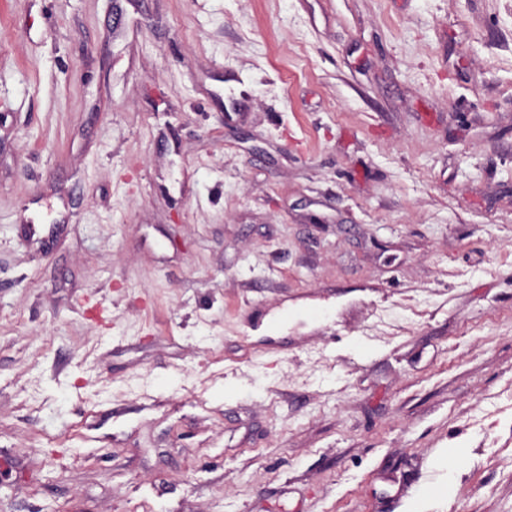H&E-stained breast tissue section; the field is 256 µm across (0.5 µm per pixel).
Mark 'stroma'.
I'll list each match as a JSON object with an SVG mask.
<instances>
[{
	"label": "stroma",
	"instance_id": "obj_1",
	"mask_svg": "<svg viewBox=\"0 0 512 512\" xmlns=\"http://www.w3.org/2000/svg\"><path fill=\"white\" fill-rule=\"evenodd\" d=\"M0 512H512V0H0Z\"/></svg>",
	"mask_w": 512,
	"mask_h": 512
}]
</instances>
